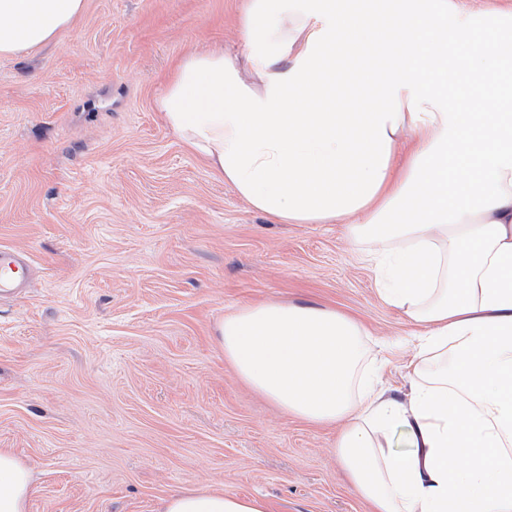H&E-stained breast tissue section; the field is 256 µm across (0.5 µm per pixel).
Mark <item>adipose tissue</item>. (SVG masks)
<instances>
[{
    "instance_id": "adipose-tissue-1",
    "label": "adipose tissue",
    "mask_w": 512,
    "mask_h": 512,
    "mask_svg": "<svg viewBox=\"0 0 512 512\" xmlns=\"http://www.w3.org/2000/svg\"><path fill=\"white\" fill-rule=\"evenodd\" d=\"M83 9L0 0V55L53 41ZM239 28L247 68L220 46L188 54L156 110L277 223L348 225L416 344L409 395H392L358 322L271 299L219 323L225 359L286 413L342 422L336 455L374 512H512V12L246 0ZM32 482L0 448V512H27ZM160 512L268 507L203 490Z\"/></svg>"
}]
</instances>
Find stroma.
<instances>
[{"mask_svg": "<svg viewBox=\"0 0 512 512\" xmlns=\"http://www.w3.org/2000/svg\"><path fill=\"white\" fill-rule=\"evenodd\" d=\"M245 0H85L47 46L0 57V246L31 276L0 299V448L27 512H160L185 490L270 512H371L337 426L282 411L216 328L266 299L342 310L404 391L412 325L343 224H279L187 151L154 101L179 58L242 50Z\"/></svg>", "mask_w": 512, "mask_h": 512, "instance_id": "obj_1", "label": "stroma"}]
</instances>
